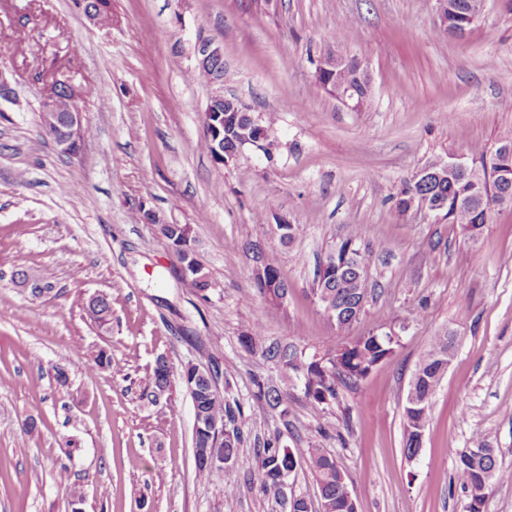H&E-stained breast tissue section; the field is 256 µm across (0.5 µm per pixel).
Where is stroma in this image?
Masks as SVG:
<instances>
[{"label":"stroma","mask_w":512,"mask_h":512,"mask_svg":"<svg viewBox=\"0 0 512 512\" xmlns=\"http://www.w3.org/2000/svg\"><path fill=\"white\" fill-rule=\"evenodd\" d=\"M111 4L110 20L92 22L78 0H0V65L13 88L0 99V512H72L57 483L63 465L82 512H283L251 475L256 449L275 438L332 455L357 512H463L455 460L474 435L512 469V208L492 211L472 239L435 212L398 215L394 199L427 164L512 131V0H484L461 39L439 28L437 0ZM202 39L223 48L225 96L274 119L272 154L248 148L218 165L200 148L214 91L191 77ZM327 53L368 66L369 110L317 85ZM64 75L93 89L78 102L88 132L74 155L41 127V101ZM148 210L157 223L143 220ZM278 214L299 227L290 245L273 230ZM163 223L191 227L217 284L209 298L183 276ZM351 233L375 293L339 329L311 288L319 259ZM249 244L278 251L284 306L259 294ZM19 270L49 274L51 292L18 287ZM97 292L112 300L105 329L81 308ZM255 323L248 352L238 336ZM390 325L402 329L394 355L325 413L294 377L281 382L288 418L258 398L257 382L280 374L268 347L310 356ZM442 330L455 354L411 459L408 385ZM78 345L106 350L110 366L85 370ZM161 355L177 372L218 367L219 390L240 405L236 495L195 477L182 383L160 403L141 401Z\"/></svg>","instance_id":"35a3bbf8"}]
</instances>
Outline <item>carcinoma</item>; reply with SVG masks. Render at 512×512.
Segmentation results:
<instances>
[{"label": "carcinoma", "mask_w": 512, "mask_h": 512, "mask_svg": "<svg viewBox=\"0 0 512 512\" xmlns=\"http://www.w3.org/2000/svg\"><path fill=\"white\" fill-rule=\"evenodd\" d=\"M479 0H450L453 23L448 28V34L460 28L470 30L472 17L475 15L476 4ZM84 12H93L96 20L102 21L111 16V0H84ZM254 124L246 116L242 117L236 128L227 138V145L235 146L237 142H244L253 137ZM489 150L486 148L469 151L467 161L470 168L480 169V174L474 177L469 175H451L437 177L440 172L453 161L454 154H448V161L439 160L425 166L431 172L428 178L415 176L407 181L395 201V209L405 215L412 209L420 206L437 208L450 224H458L468 235L481 229L487 223L494 202L504 189L512 190V158L502 159V163L510 167L508 170L511 181L507 182L500 174L501 166L486 164ZM466 196L471 199L467 207L456 206L458 197ZM190 229L188 225L162 224L160 233L169 245L178 243L183 238L182 231ZM181 266L189 268L188 279L191 286L204 299L215 290V283L210 274L198 279L194 274L204 265L197 257L196 251L185 255L180 248L176 249ZM265 262L271 275L254 277V283L260 295L270 304L280 306L283 304L280 291L288 288V283L281 276L280 261L275 252L265 253ZM357 265L367 266L366 250L358 243V238L350 234L339 240L327 253L325 259L319 264L315 272L314 288L312 293L321 308L331 307L335 310L332 322L338 328H345L359 319L363 309L357 307L355 295L366 296L372 291L369 279L359 276L354 271ZM84 311L87 318L100 327L108 325L112 320V301L107 294L100 295L97 300L87 299L84 302ZM391 331L381 333L371 332L360 336L339 348L327 353L325 359L308 358L305 352L294 346H273L266 349V354L276 359L281 372L293 375L303 383V395L312 409L320 414L326 406L336 401L338 385L355 384L367 377L370 367L387 354L395 352L400 345V339H391ZM448 349V334L439 333L432 337L428 349L420 358L425 364L424 377L415 384L419 397L432 396L438 385L436 374L440 369L441 360L437 356ZM76 357L87 368H102L111 363V358L103 350L87 356L82 348L76 349ZM175 374L173 367L167 359L158 358L149 374L148 382L143 390V397L153 401L155 393L169 394L173 388ZM257 396L266 400L274 409L279 410L282 417L288 416V395L284 394L278 384L268 379L257 383ZM192 401L194 424L193 444L201 446L207 439H212V445L219 448L226 456L238 457L241 443V431L235 432L232 442H219L203 431L208 425L222 424L224 417L232 412L230 403L220 394L218 388L207 386L190 393ZM432 403H427L418 409L404 410L405 421V448L408 458L416 454L415 434L420 430H427L431 419ZM473 444L485 449L487 455L474 461L465 455L457 457L455 463V476L464 490H469L481 482V474L491 472L485 490L503 482H512V471L499 465L498 449L489 447L484 438L473 440ZM195 477L199 480L210 481L216 477L224 482L225 495H234L239 487L241 476L235 466L213 467L205 463L203 455L196 452ZM257 475L264 494L275 501L281 499L280 476L283 471H292L301 462H306L313 473L319 489L322 512H354V506L347 505L345 484L347 476L341 472L336 460L323 449L311 445L307 448H290L279 441H269L258 450Z\"/></svg>", "instance_id": "obj_1"}]
</instances>
